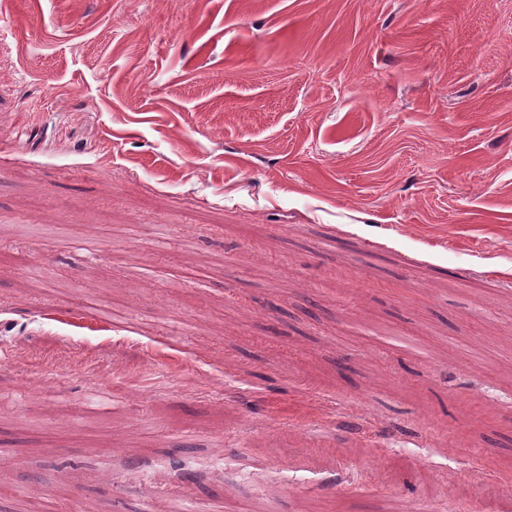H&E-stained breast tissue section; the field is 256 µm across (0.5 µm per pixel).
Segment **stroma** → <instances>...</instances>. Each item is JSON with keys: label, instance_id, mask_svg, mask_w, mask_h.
Returning a JSON list of instances; mask_svg holds the SVG:
<instances>
[{"label": "stroma", "instance_id": "35a3bbf8", "mask_svg": "<svg viewBox=\"0 0 512 512\" xmlns=\"http://www.w3.org/2000/svg\"><path fill=\"white\" fill-rule=\"evenodd\" d=\"M1 25L0 512H512V0Z\"/></svg>", "mask_w": 512, "mask_h": 512}]
</instances>
